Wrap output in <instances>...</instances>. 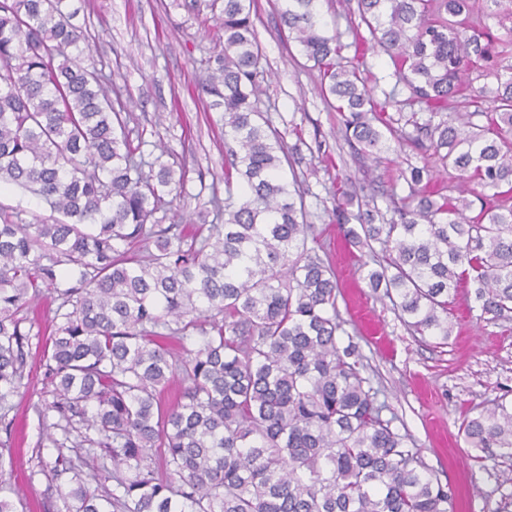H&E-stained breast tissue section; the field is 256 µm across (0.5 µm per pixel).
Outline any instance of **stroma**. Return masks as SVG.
Instances as JSON below:
<instances>
[{
  "label": "stroma",
  "instance_id": "35a3bbf8",
  "mask_svg": "<svg viewBox=\"0 0 512 512\" xmlns=\"http://www.w3.org/2000/svg\"><path fill=\"white\" fill-rule=\"evenodd\" d=\"M282 6V0H256L265 56L261 108L284 136L306 220L336 269L346 329L340 342L357 346L377 401L388 405L397 430L452 488L454 512H512V466L474 462L459 433L465 412L499 398L512 401V319H476L465 296H457L448 306L452 334L441 345L409 330L368 287L359 266L367 248L346 243L333 220L336 191L352 196L350 213L375 207L391 214L394 201L408 193L400 171L414 154L406 147L376 166L354 151L340 133L339 112L319 93L318 71L287 40ZM69 7L88 33L114 107L130 115V137L145 160L185 174L169 220L215 221L211 200L224 193V122L201 88L207 59L221 49L220 21L209 0H71ZM0 215L38 224L50 209L5 186ZM58 305L46 292L20 314L29 392L0 415V497L17 512H68L70 476L55 474V460L62 455L82 465L93 457L84 430L63 431L47 409L54 386L44 352Z\"/></svg>",
  "mask_w": 512,
  "mask_h": 512
}]
</instances>
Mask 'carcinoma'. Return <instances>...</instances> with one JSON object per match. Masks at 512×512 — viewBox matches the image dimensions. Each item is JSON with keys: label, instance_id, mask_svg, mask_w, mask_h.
Returning a JSON list of instances; mask_svg holds the SVG:
<instances>
[{"label": "carcinoma", "instance_id": "cac0c4a2", "mask_svg": "<svg viewBox=\"0 0 512 512\" xmlns=\"http://www.w3.org/2000/svg\"><path fill=\"white\" fill-rule=\"evenodd\" d=\"M68 2L0 0V185L54 213L0 224V406L27 394L18 313L46 288L61 299L47 409L93 433L85 441L109 453L100 470L115 482L99 495L58 456L74 471L73 512H450L448 486L383 417L358 349L339 345L336 273L260 108L255 0L210 4L224 42L204 84L224 113L226 197L212 198L224 223L191 235L160 216L184 173L133 144L127 114L83 66L89 45ZM284 2L288 38L319 71L344 138L377 164L392 141L417 151L391 218L370 210L353 227L336 206L344 239L372 254L363 279L444 344L448 299L462 290L481 315L511 318L512 0H356L350 46L391 58L407 91L384 93L395 116L365 63L344 60L342 33H325L319 0ZM490 14L505 37L486 31ZM460 98L471 111L448 116ZM438 168L458 172L462 195L443 194ZM143 241L155 250L141 256L131 247ZM176 374L182 391L166 402ZM460 433L476 461L512 465V405L465 417ZM158 448L164 479L151 466Z\"/></svg>", "mask_w": 512, "mask_h": 512}]
</instances>
